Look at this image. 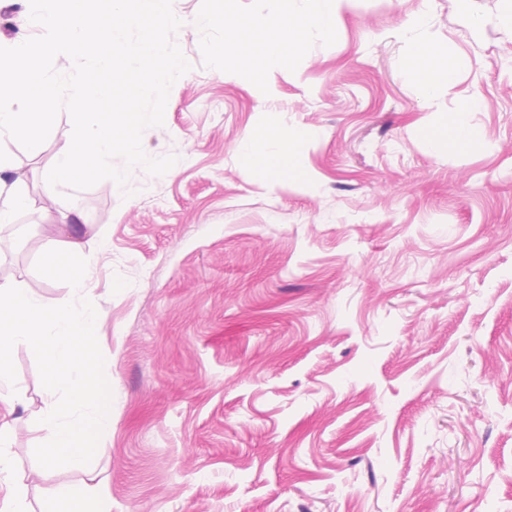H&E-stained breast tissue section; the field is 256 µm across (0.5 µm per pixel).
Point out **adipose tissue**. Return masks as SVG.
Returning a JSON list of instances; mask_svg holds the SVG:
<instances>
[{"mask_svg": "<svg viewBox=\"0 0 512 512\" xmlns=\"http://www.w3.org/2000/svg\"><path fill=\"white\" fill-rule=\"evenodd\" d=\"M351 0H281L282 18L241 20L224 6L226 26L235 31L231 54L249 68L255 81H263L269 68L287 64L305 46L309 37L320 31L335 29L336 20ZM404 72L418 78L428 95L451 91L456 68L448 57L447 47L427 37L414 45L403 61ZM292 134L287 125L262 126L249 133L247 144L258 174L277 170L283 177L295 174L291 151ZM77 243L59 245L48 241L44 248L45 271L49 277L65 279L72 294L85 292L90 281L87 265L74 263ZM12 429L0 425V512H26L24 487L16 478V460L11 451ZM105 489L98 484L79 482L66 488L59 500L42 506L41 512H102Z\"/></svg>", "mask_w": 512, "mask_h": 512, "instance_id": "obj_1", "label": "adipose tissue"}]
</instances>
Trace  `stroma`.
Returning a JSON list of instances; mask_svg holds the SVG:
<instances>
[{
  "label": "stroma",
  "instance_id": "1",
  "mask_svg": "<svg viewBox=\"0 0 512 512\" xmlns=\"http://www.w3.org/2000/svg\"><path fill=\"white\" fill-rule=\"evenodd\" d=\"M506 0H352L263 85L215 53L221 0H173L191 68L173 84L140 192L59 187L0 226V279L71 301L43 269L78 242L112 387V432L90 471L49 472L27 504L94 475L109 512H512V28ZM478 15L482 27L470 18ZM213 18L207 35L191 21ZM458 75L428 97L402 59L424 33ZM478 95L471 136L446 125ZM288 124L297 176L256 173L244 137ZM60 111L25 188L71 139ZM87 215L67 224L64 214ZM12 452L38 470L52 408L33 352Z\"/></svg>",
  "mask_w": 512,
  "mask_h": 512
}]
</instances>
